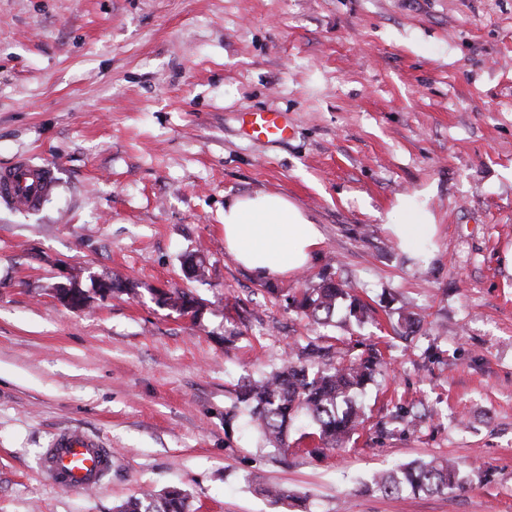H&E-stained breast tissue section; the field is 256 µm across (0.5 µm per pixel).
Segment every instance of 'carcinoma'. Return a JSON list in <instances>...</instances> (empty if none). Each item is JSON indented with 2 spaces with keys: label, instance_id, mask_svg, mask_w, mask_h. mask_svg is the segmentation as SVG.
<instances>
[{
  "label": "carcinoma",
  "instance_id": "1",
  "mask_svg": "<svg viewBox=\"0 0 512 512\" xmlns=\"http://www.w3.org/2000/svg\"><path fill=\"white\" fill-rule=\"evenodd\" d=\"M318 282L286 297L288 306L305 316L318 327L335 325L336 308L346 304L349 316L357 324L374 320V310L352 295L346 285L333 276L320 274ZM157 302L179 314L185 305L196 300L185 291L161 293ZM333 345L319 346L313 342L302 348L299 358L263 372L257 378L244 381L237 400L244 406L247 417L257 427L266 444L274 453L286 457L292 451L289 430L300 417L310 420V431L303 434L309 439L304 452L320 456L330 450H341L364 424L362 408L354 395L374 380L384 359L380 349L372 346L360 355L345 354L336 363L317 366L312 358L330 356ZM427 416L414 407L400 409L399 418L404 429L414 430ZM460 463L451 459L439 461H413L377 474L372 487L383 495L413 493H443L460 487ZM188 497L180 490L162 494L144 492L115 508V512H188Z\"/></svg>",
  "mask_w": 512,
  "mask_h": 512
}]
</instances>
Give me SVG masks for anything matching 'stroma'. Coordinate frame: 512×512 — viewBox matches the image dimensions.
I'll return each mask as SVG.
<instances>
[{
  "mask_svg": "<svg viewBox=\"0 0 512 512\" xmlns=\"http://www.w3.org/2000/svg\"><path fill=\"white\" fill-rule=\"evenodd\" d=\"M249 110L282 113L288 138L248 136ZM22 156L56 185L35 212L0 203V512L172 489L191 512H512V0H0V169ZM255 191L317 224L306 273L267 282L225 252L224 202ZM402 195L436 223L417 257L387 227ZM190 254L206 281L185 277ZM326 268L375 323L321 330L278 298ZM115 272L133 293H92ZM69 275L86 309L54 298ZM173 288L199 319L157 304ZM403 308L431 335L402 338ZM322 334L389 367L346 451L283 464L236 391ZM419 402L431 418L403 431L398 405ZM66 431L111 449L99 487L43 480ZM444 457L492 476L362 490Z\"/></svg>",
  "mask_w": 512,
  "mask_h": 512,
  "instance_id": "1",
  "label": "stroma"
}]
</instances>
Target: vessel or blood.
I'll list each match as a JSON object with an SVG mask.
<instances>
[{
    "instance_id": "vessel-or-blood-1",
    "label": "vessel or blood",
    "mask_w": 512,
    "mask_h": 512,
    "mask_svg": "<svg viewBox=\"0 0 512 512\" xmlns=\"http://www.w3.org/2000/svg\"><path fill=\"white\" fill-rule=\"evenodd\" d=\"M251 137L282 140L288 124L278 112H247L242 117ZM53 189L48 167L19 158L0 170V201L20 211H33ZM112 470V451L95 438L60 435L46 450L42 462L45 480L61 489H90L100 485Z\"/></svg>"
}]
</instances>
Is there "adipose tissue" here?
Returning a JSON list of instances; mask_svg holds the SVG:
<instances>
[{
  "instance_id": "obj_1",
  "label": "adipose tissue",
  "mask_w": 512,
  "mask_h": 512,
  "mask_svg": "<svg viewBox=\"0 0 512 512\" xmlns=\"http://www.w3.org/2000/svg\"><path fill=\"white\" fill-rule=\"evenodd\" d=\"M389 230L402 250L415 256L433 238L434 218L422 204L402 197ZM322 244L317 225L285 196L257 191L224 204V249L260 278L304 271Z\"/></svg>"
}]
</instances>
